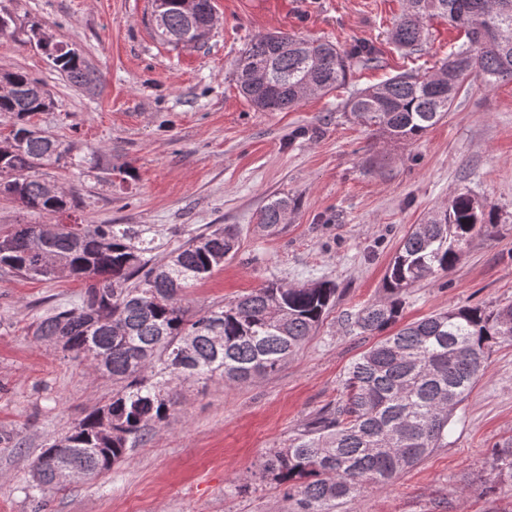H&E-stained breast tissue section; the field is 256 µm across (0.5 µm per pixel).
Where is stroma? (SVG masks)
Segmentation results:
<instances>
[{"label":"stroma","instance_id":"35a3bbf8","mask_svg":"<svg viewBox=\"0 0 512 512\" xmlns=\"http://www.w3.org/2000/svg\"><path fill=\"white\" fill-rule=\"evenodd\" d=\"M204 46L174 47L154 32L152 0H0V73L39 79L55 106L35 121L69 154L44 167L77 198L53 217L0 197V225L118 224L152 228L163 258L221 226L238 249L186 290L190 318L274 280L336 287V305L278 371L244 383H180V402L125 460L99 476L30 496L44 444L64 435L112 380L38 341L34 318L76 302L73 279H23L0 268V512H294L271 479L239 489L269 453L332 404L350 364L373 337L346 331L345 313L384 296L402 238L433 210L470 194L496 221L476 233L444 276L417 284L402 322L451 307L512 304V80L468 82L448 114L414 140L390 138L342 104L403 73L434 71L464 42L437 18L421 50L389 39L403 0H213ZM39 23L99 74L73 86L31 38ZM296 34L343 48L366 44L376 62H352L345 83L284 112L240 96L239 52L256 35ZM288 197L286 224L267 233L258 213ZM512 440V344L488 367L448 427V443L389 486L366 487L338 512H512V487L485 492L494 451Z\"/></svg>","mask_w":512,"mask_h":512}]
</instances>
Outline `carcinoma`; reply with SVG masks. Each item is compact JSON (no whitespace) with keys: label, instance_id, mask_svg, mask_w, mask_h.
<instances>
[{"label":"carcinoma","instance_id":"cac0c4a2","mask_svg":"<svg viewBox=\"0 0 512 512\" xmlns=\"http://www.w3.org/2000/svg\"><path fill=\"white\" fill-rule=\"evenodd\" d=\"M212 0H161L160 36L174 46H196ZM444 18L463 29L461 45L428 77L396 76L358 91L345 111L391 138L413 139L437 124L471 78L487 85L512 79V0H404L392 40L415 50L428 38L427 22ZM73 83L99 80L83 57L59 42L44 50ZM376 61L367 45L342 50L318 39L278 33L256 36L234 64L239 92L257 109L282 112L307 93L328 92L347 77L351 62ZM0 76L13 92L0 112L16 116L0 156V186L26 210L47 215L75 207L52 193L40 169L68 153L31 123L54 101L24 71ZM295 203L271 200L258 223L274 230ZM492 215L467 193L432 214L401 240L384 277L386 296L345 316L360 336L393 332L349 366L336 404L321 410L288 447L267 456L260 477L272 474L296 500L297 512H335L366 486L384 487L444 447L457 406L484 374L492 347L512 343V304L486 310L452 307L398 326L402 295L416 283L448 272L479 224ZM150 230L114 224H12L0 228V267L45 281L86 282L80 303L40 317L38 339L85 359L112 377V396L42 449L35 487H58L53 465L100 475L126 458L145 434L162 426L178 403L174 384L190 379L244 382L270 375L314 335L335 306L336 288L320 281L288 286L270 282L195 320L182 306L186 289L207 278L236 251L235 238L218 227L196 235L162 261L149 253ZM496 478L512 486V441L495 453Z\"/></svg>","mask_w":512,"mask_h":512}]
</instances>
